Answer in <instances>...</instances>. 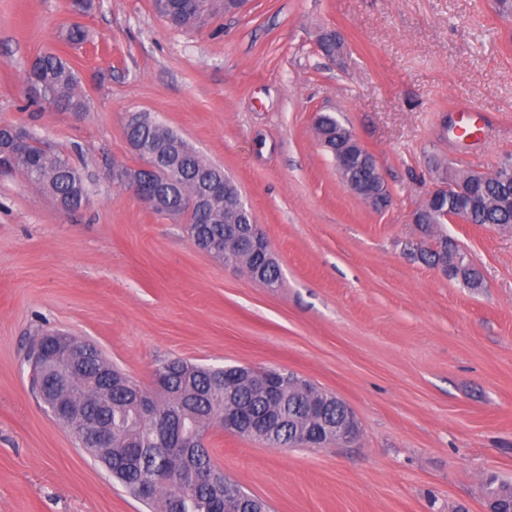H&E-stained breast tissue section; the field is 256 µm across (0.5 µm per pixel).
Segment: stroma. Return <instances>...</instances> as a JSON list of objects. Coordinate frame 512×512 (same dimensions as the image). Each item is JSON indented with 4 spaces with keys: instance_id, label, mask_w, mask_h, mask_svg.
<instances>
[{
    "instance_id": "obj_1",
    "label": "stroma",
    "mask_w": 512,
    "mask_h": 512,
    "mask_svg": "<svg viewBox=\"0 0 512 512\" xmlns=\"http://www.w3.org/2000/svg\"><path fill=\"white\" fill-rule=\"evenodd\" d=\"M82 26L73 46L66 33ZM342 43L327 54L328 35ZM74 69L80 119L27 106L44 54ZM482 116L459 139L460 102ZM149 113L223 167L282 272L268 288L196 249L182 224L113 183L136 159L125 118ZM335 116L375 157L376 211L318 140ZM67 152L88 200L56 208L0 174V512H145L31 390L34 334L96 345L152 389L159 361L297 373L359 421L346 444L271 448L215 428L213 461L273 512H489L512 480V229L443 224L479 269L466 287L418 256L412 215L431 158L488 172L512 155V13L498 0H211L174 27L155 0H0V121Z\"/></svg>"
}]
</instances>
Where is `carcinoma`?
I'll return each instance as SVG.
<instances>
[{
    "mask_svg": "<svg viewBox=\"0 0 512 512\" xmlns=\"http://www.w3.org/2000/svg\"><path fill=\"white\" fill-rule=\"evenodd\" d=\"M164 14L175 26L187 27L200 21L209 9L208 0H166ZM27 79L37 80L41 90L31 104H50L64 112L86 111L85 95L79 90L74 70L61 57H38L29 68ZM127 140L140 165L124 164L112 181L121 184L124 176L137 175L153 189L148 206L156 213L170 216L185 225L191 241L229 265L233 256L224 243V194L214 193L209 185L224 182V169L205 160L172 128L144 125L131 119L126 125ZM0 161L26 176L55 206L65 212L76 210L87 201L84 172L70 156L47 146L24 127L3 122L0 136ZM465 190L480 197V203L466 212L472 224L512 226V186L495 173H486L465 182ZM216 209L213 222L200 223V208ZM437 246L419 250V258L436 266L444 256L456 251L446 237L433 236ZM463 277L470 288L482 285L481 274L470 267L462 272L448 268V279ZM281 271L276 262H263L261 283L268 288L280 286ZM50 358L67 353L75 339L55 333L41 336ZM89 357L83 368L71 372L66 383L57 380V369L37 364L32 369V389L48 402L74 407L86 421H100L110 429L107 447L90 442L77 419L65 421L75 443L129 492L136 495L142 484L151 486L143 499L153 512H221L218 502L204 487L197 485V468L213 463L207 451L177 448L158 456L149 448L156 422L177 417L189 433L204 436L222 427L224 408L234 407L240 414L237 435L258 440L272 448L300 444L299 434L310 433L322 443L335 442L336 425L346 422L345 402L326 393L292 372L256 370L251 367H214L170 358L157 365L166 387L162 391L144 390L135 380L112 366L94 345H84ZM149 397L154 404L155 420L142 417L139 400ZM248 504L252 512H269L260 498L247 493L229 476H224ZM490 508L512 512V483L501 482L487 488Z\"/></svg>",
    "mask_w": 512,
    "mask_h": 512,
    "instance_id": "1",
    "label": "carcinoma"
}]
</instances>
